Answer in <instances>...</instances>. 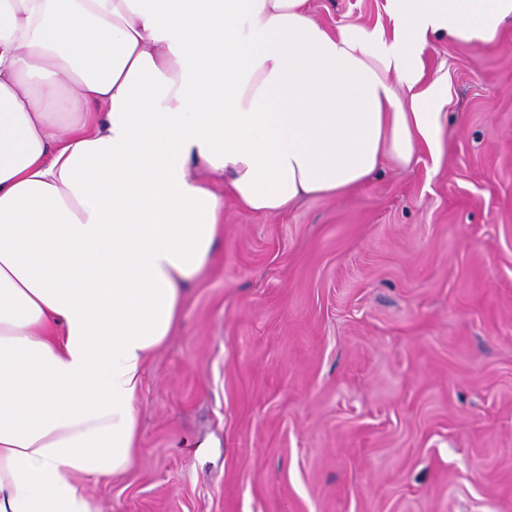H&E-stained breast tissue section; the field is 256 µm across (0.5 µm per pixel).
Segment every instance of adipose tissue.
<instances>
[{"label": "adipose tissue", "mask_w": 512, "mask_h": 512, "mask_svg": "<svg viewBox=\"0 0 512 512\" xmlns=\"http://www.w3.org/2000/svg\"><path fill=\"white\" fill-rule=\"evenodd\" d=\"M0 0V512H99L137 458L151 353L224 205L346 196L443 154L434 36L495 46L512 0ZM313 15L323 24L336 28L350 23L371 26L387 23L384 0H310Z\"/></svg>", "instance_id": "obj_1"}]
</instances>
